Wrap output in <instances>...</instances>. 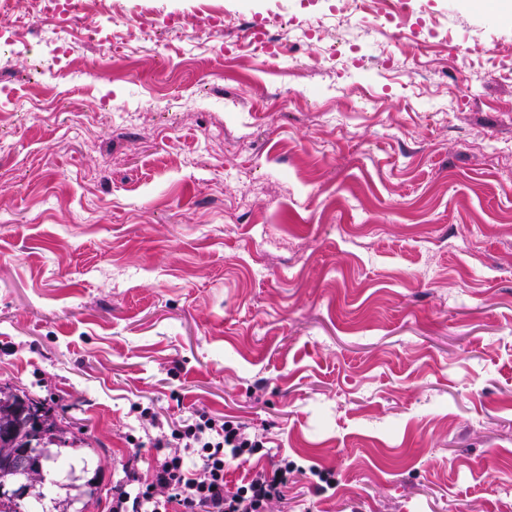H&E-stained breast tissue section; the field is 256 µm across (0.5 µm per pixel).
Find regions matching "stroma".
<instances>
[{
    "mask_svg": "<svg viewBox=\"0 0 512 512\" xmlns=\"http://www.w3.org/2000/svg\"><path fill=\"white\" fill-rule=\"evenodd\" d=\"M339 5L89 0L112 40L62 63L0 8L31 19L0 48V386L76 437L69 512H109L141 398L249 421L269 451L228 484L288 456L295 512H512V26L409 0L307 34ZM434 28L457 53L414 56Z\"/></svg>",
    "mask_w": 512,
    "mask_h": 512,
    "instance_id": "1",
    "label": "stroma"
}]
</instances>
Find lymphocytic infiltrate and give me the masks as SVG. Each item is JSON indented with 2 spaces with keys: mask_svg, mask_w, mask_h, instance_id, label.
<instances>
[{
  "mask_svg": "<svg viewBox=\"0 0 512 512\" xmlns=\"http://www.w3.org/2000/svg\"><path fill=\"white\" fill-rule=\"evenodd\" d=\"M133 408L151 430L157 451L151 461L132 457L112 487L110 512H270L288 506V482L296 469L279 458L272 470L227 485L224 473L265 448L267 438L243 421H228L203 409L160 418L152 403Z\"/></svg>",
  "mask_w": 512,
  "mask_h": 512,
  "instance_id": "1",
  "label": "lymphocytic infiltrate"
}]
</instances>
